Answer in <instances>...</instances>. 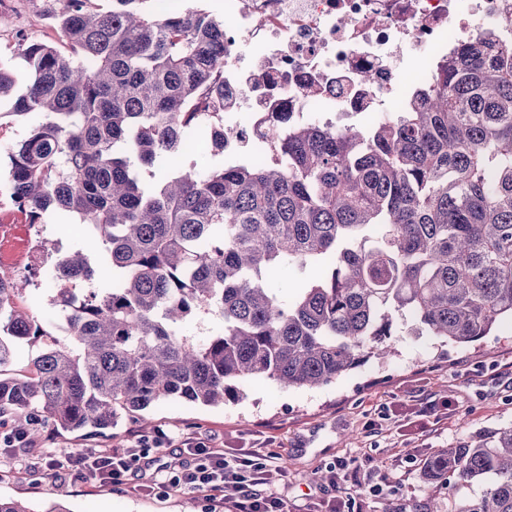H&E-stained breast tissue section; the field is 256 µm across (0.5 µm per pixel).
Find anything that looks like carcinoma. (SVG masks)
<instances>
[{
  "label": "carcinoma",
  "mask_w": 512,
  "mask_h": 512,
  "mask_svg": "<svg viewBox=\"0 0 512 512\" xmlns=\"http://www.w3.org/2000/svg\"><path fill=\"white\" fill-rule=\"evenodd\" d=\"M89 2L54 14L70 55L18 44L29 72L15 114L43 119L9 153V197L33 225L77 219L101 251L55 258L51 278L77 284L54 298L67 336L22 378L8 375L17 345L52 332L14 305L31 280L0 276V418L34 442L31 412L108 430L157 402L221 405L253 379L334 383L388 356L399 323L469 345L512 319L511 46L485 32L369 127L272 112L255 131L270 160L186 167L203 128L224 154V24ZM285 263L318 270L288 299L269 281ZM102 271L112 287H95ZM201 315L220 321L204 338L186 331ZM424 476L450 498L485 481L454 512H512V423L436 450Z\"/></svg>",
  "instance_id": "1"
}]
</instances>
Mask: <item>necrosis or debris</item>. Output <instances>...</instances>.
<instances>
[{
  "instance_id": "necrosis-or-debris-1",
  "label": "necrosis or debris",
  "mask_w": 512,
  "mask_h": 512,
  "mask_svg": "<svg viewBox=\"0 0 512 512\" xmlns=\"http://www.w3.org/2000/svg\"><path fill=\"white\" fill-rule=\"evenodd\" d=\"M512 43V0H224V153L265 112L353 126L404 111L408 73L474 35Z\"/></svg>"
}]
</instances>
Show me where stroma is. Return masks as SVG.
Masks as SVG:
<instances>
[{"mask_svg": "<svg viewBox=\"0 0 512 512\" xmlns=\"http://www.w3.org/2000/svg\"><path fill=\"white\" fill-rule=\"evenodd\" d=\"M56 0H0V64L17 84L27 66L17 53V29L55 46L64 41L51 15ZM13 95L0 97V225H10L7 249L36 255L38 237L58 244L61 253L93 254L100 242L86 236L76 219L48 213L30 224L3 190L9 182L8 154L35 119L16 115ZM395 352L349 371L321 388H286L267 379L249 381L237 401L221 406L160 402L147 414L150 426L123 417L109 430L79 432L43 426L36 448L0 450V494L26 501L34 512L63 504L71 512H234L232 497L207 500L188 488L165 482L167 469L188 457L178 444L151 449L133 465L124 485L89 487L69 477L51 482L43 471L48 456L62 449L132 448L140 436L165 431L192 434L224 449L227 457L248 450L270 456L279 475L271 489L291 512H326L329 504L351 502L361 512H426L429 498L447 499L440 485L426 484L423 464L440 448H450L473 432L512 422V322L466 345H440L402 326L392 338ZM357 458L382 474L377 494H354L331 487L326 474L340 460Z\"/></svg>", "mask_w": 512, "mask_h": 512, "instance_id": "obj_1", "label": "stroma"}]
</instances>
